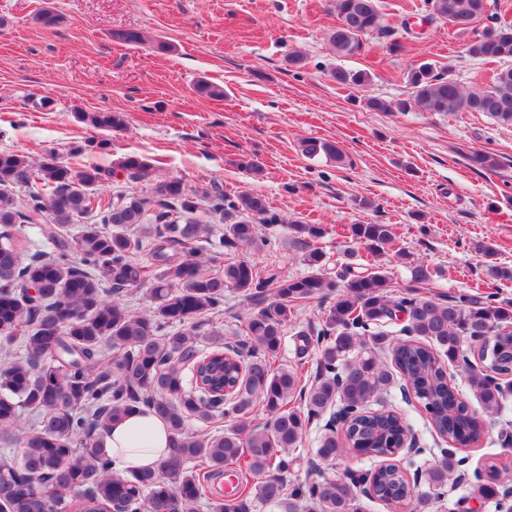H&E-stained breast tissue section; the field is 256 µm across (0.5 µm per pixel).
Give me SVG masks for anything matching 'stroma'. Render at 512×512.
I'll return each mask as SVG.
<instances>
[{"label":"stroma","instance_id":"stroma-1","mask_svg":"<svg viewBox=\"0 0 512 512\" xmlns=\"http://www.w3.org/2000/svg\"><path fill=\"white\" fill-rule=\"evenodd\" d=\"M46 7L57 24L38 22ZM381 12L383 29L367 36L366 52L342 59L327 40L336 24L327 0H0V149L39 157L52 148L66 160L94 134L75 112H119L124 127L108 133L106 146L86 151L84 162L109 168L135 153L151 159L156 180L177 176L192 188L219 185L231 197L262 195L283 221L259 225L258 243L245 251L254 263L307 274L305 247L288 228L295 221L324 225L317 246L329 270L356 267L374 258L347 238L346 226L388 224L395 243L377 259L392 294L408 285L409 264L422 263L438 271L424 295L495 292L512 301V282L488 272L492 263L512 267V127L480 112H374L365 105L372 96L410 98L407 72L425 62L465 88L489 85L500 62L471 58L467 47L493 23L512 22V0H486L484 15L466 29L433 17L426 0H382ZM122 30L147 41L114 39ZM157 40L169 52H155ZM292 51L304 54L301 67L289 66ZM339 65L369 72L371 84L336 85L329 72ZM203 78L222 86L223 97L199 96L194 86ZM44 97L51 101L45 109ZM305 138L338 143L346 162L305 158ZM483 151L496 155L497 168L471 163ZM250 158L260 174L241 168ZM485 245L494 257L482 254ZM253 310L225 292L223 311L202 320L200 332H241ZM385 400L421 447H445L417 401L396 386ZM470 407L485 432L464 450L467 470L495 468L512 480V448L498 441L512 406L502 415L475 401ZM323 424L311 422L295 477L373 469L350 454L311 470Z\"/></svg>","mask_w":512,"mask_h":512}]
</instances>
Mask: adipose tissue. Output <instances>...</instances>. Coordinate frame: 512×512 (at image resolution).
Here are the masks:
<instances>
[{"mask_svg": "<svg viewBox=\"0 0 512 512\" xmlns=\"http://www.w3.org/2000/svg\"><path fill=\"white\" fill-rule=\"evenodd\" d=\"M168 435L165 422L141 408L112 426L101 440L109 450L113 471L122 474L154 466L167 453Z\"/></svg>", "mask_w": 512, "mask_h": 512, "instance_id": "obj_1", "label": "adipose tissue"}]
</instances>
